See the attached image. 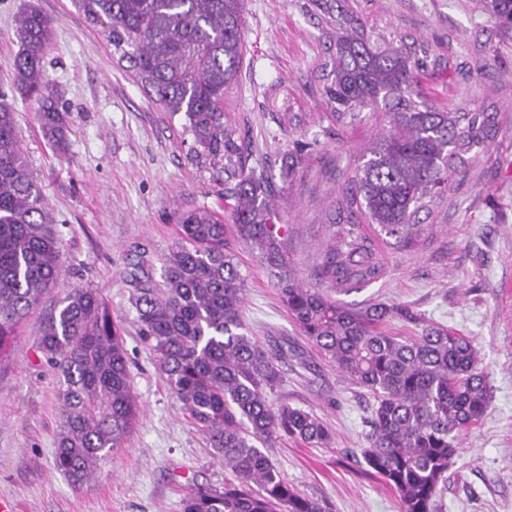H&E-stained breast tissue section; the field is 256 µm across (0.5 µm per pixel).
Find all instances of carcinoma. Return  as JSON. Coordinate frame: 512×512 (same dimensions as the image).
<instances>
[{"label": "carcinoma", "instance_id": "carcinoma-1", "mask_svg": "<svg viewBox=\"0 0 512 512\" xmlns=\"http://www.w3.org/2000/svg\"><path fill=\"white\" fill-rule=\"evenodd\" d=\"M334 38L324 75L331 117L381 111L384 124L338 203L321 277L339 292L358 290L381 274L374 227L386 244L408 248L425 231L418 213L466 155L485 146L488 112H447L427 105L417 76L429 47L371 39L354 25L344 0H310ZM127 60L137 81L163 110L185 119L198 160L224 173L235 200L233 235L257 252L300 333L348 382L374 399L362 457L393 489L401 512H437L441 485L458 455L459 433L485 416L488 375L472 343L425 326L393 336L381 324L410 312L398 305H344L292 273L265 180L249 171L248 146L224 112L245 54L244 0H72ZM488 8L512 25V0ZM18 52L11 88L38 104L48 144L68 150L66 109L45 77L51 19L23 12L15 26ZM180 244L165 261L163 283L130 272L139 334L155 353L184 412L231 471L224 490L198 488L183 512H325L300 494L273 462L282 437L311 445L332 434L314 413L275 404L282 352L248 334L244 278L224 219L206 208L178 216ZM63 275L57 230L15 132L14 111L0 102V349L17 333L45 292ZM39 350L58 372L61 427L56 468L80 485L135 426L128 353L112 309L96 289L72 288L44 318Z\"/></svg>", "mask_w": 512, "mask_h": 512}]
</instances>
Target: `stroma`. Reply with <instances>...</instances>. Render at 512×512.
<instances>
[{"label":"stroma","instance_id":"35a3bbf8","mask_svg":"<svg viewBox=\"0 0 512 512\" xmlns=\"http://www.w3.org/2000/svg\"><path fill=\"white\" fill-rule=\"evenodd\" d=\"M304 0H245L246 51L239 81L224 96L232 125L250 142L249 165L272 191L270 203L297 278L320 283L336 201L356 174L382 115L364 111L340 124L327 115L322 69L332 47ZM486 0H350L373 37L410 36L431 53L419 74L424 99L449 112H492L486 147L470 154L449 188L421 211L427 230L415 246L379 244L382 274L338 293L353 308L400 304L414 321L392 319L397 336L422 325L468 337L488 374L486 415L457 438L439 512H512V26L496 23ZM35 7L52 19L47 79L68 111L69 150L58 157L41 136L34 101L12 98L16 133L52 213L67 285L97 289L117 318L141 408L122 446L96 474L73 485L54 466L60 430L59 382L38 349L44 316L66 294L51 289L0 360V498L16 512H182L194 485L223 489L226 471L181 410L152 350L138 335L129 272L144 266L162 282L179 242L178 216L194 207L229 216L224 184L192 160L182 116L147 95L105 36L72 0H0V90L8 89L17 15ZM299 164L284 176L282 160ZM244 277L249 335L284 349L275 402L314 412L330 445L279 440V470L329 512H400L395 491L367 471L373 398L344 380L301 335L257 253L235 247Z\"/></svg>","mask_w":512,"mask_h":512}]
</instances>
